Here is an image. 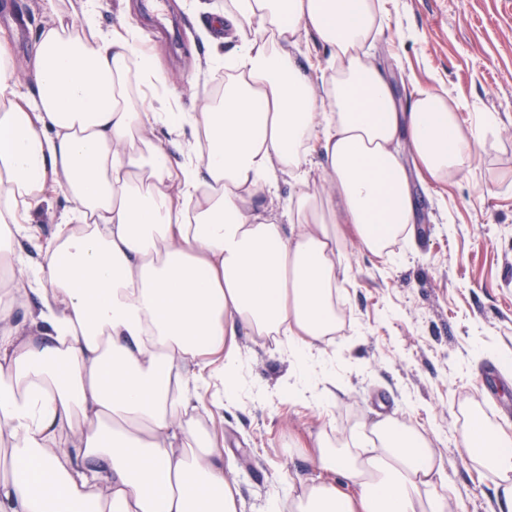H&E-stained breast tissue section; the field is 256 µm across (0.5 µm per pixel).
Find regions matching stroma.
Wrapping results in <instances>:
<instances>
[{"label":"stroma","instance_id":"stroma-1","mask_svg":"<svg viewBox=\"0 0 512 512\" xmlns=\"http://www.w3.org/2000/svg\"><path fill=\"white\" fill-rule=\"evenodd\" d=\"M225 0H107L102 30L130 20L153 47L181 111H201L224 83L219 60L232 46L203 30ZM386 32L372 51L402 100L442 88L464 123L491 112L497 123L470 173L419 194L411 242L383 261L353 241L339 244L338 312L344 328L329 349L319 408L288 397L290 365L274 340L241 338L244 381L238 403L215 405L221 388L201 390L195 427L218 431L235 459L230 481L243 512H265L286 495L288 474L322 472L294 439L322 434L329 446L366 444L363 423L390 415L427 434L446 460L449 499L466 512H497V477L462 452L470 414L512 430V387L492 352H512V0H388ZM53 17L44 0H0V27L16 24L18 65Z\"/></svg>","mask_w":512,"mask_h":512}]
</instances>
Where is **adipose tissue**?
<instances>
[{"mask_svg": "<svg viewBox=\"0 0 512 512\" xmlns=\"http://www.w3.org/2000/svg\"><path fill=\"white\" fill-rule=\"evenodd\" d=\"M99 3L70 20L48 0L26 84L0 29V512H239L222 440L188 418L204 369L223 361L233 407L240 337L271 336L291 395L325 406L312 387L337 332V242L389 256L418 219L412 180L471 170L495 119L462 125L444 90L395 98L364 53L385 0H226L211 19L237 40L224 94L190 116L156 90L138 26L101 30ZM304 32L333 62L316 80L292 52ZM284 175L294 198L263 215L254 197ZM58 193L71 206L28 263L13 244ZM29 292L40 307L25 332L14 312ZM371 429L361 453L307 441L321 480L266 512H448L432 440L388 417ZM462 446L512 512V434L479 424Z\"/></svg>", "mask_w": 512, "mask_h": 512, "instance_id": "adipose-tissue-1", "label": "adipose tissue"}]
</instances>
